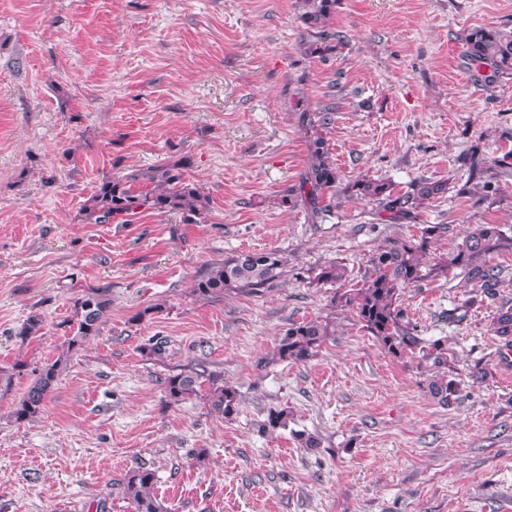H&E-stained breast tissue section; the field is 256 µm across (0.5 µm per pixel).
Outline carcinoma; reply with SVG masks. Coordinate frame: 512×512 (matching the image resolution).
<instances>
[{
  "label": "carcinoma",
  "instance_id": "carcinoma-1",
  "mask_svg": "<svg viewBox=\"0 0 512 512\" xmlns=\"http://www.w3.org/2000/svg\"><path fill=\"white\" fill-rule=\"evenodd\" d=\"M336 0H303L304 12L300 20L307 34H315L320 42L311 49L324 54L332 49L329 42L338 34L324 31L334 10ZM464 56L477 68L489 71L496 79L512 75V31L493 27L473 29L466 38ZM310 165L299 185L296 198L312 219L323 209L326 194H335L340 181L336 166L329 157L323 137L309 140ZM189 159L157 166L130 180L107 178L97 186L86 201L84 211L95 224H122L125 218L143 208L161 214H176L184 224H198L204 218L209 198L200 188L186 181L184 169ZM512 171V153L504 154L487 163L470 159L469 179L482 181V197L497 194L498 179ZM142 178L153 184L143 191L133 189L132 182ZM350 192L378 212L389 213V218L400 221L411 211L446 191V184L419 178L404 194L394 192L393 184L382 179H357L347 186ZM448 229L446 224H433L425 228L419 240L390 237L369 259L370 275L363 287L341 296L343 306L355 313L377 341L395 357H418L432 362L435 368L448 366L444 340H426L419 336L417 326L407 317L399 303L401 290L419 282L422 268L429 254L431 240ZM512 248V236L502 224H480L462 237L447 256L436 263V270L454 272L472 285L471 295L462 306L448 310L445 319L452 325L459 324L464 315L461 308L494 299L504 283L506 269L491 263V255ZM285 258L277 251L240 253L224 258L205 271L194 282L193 292L204 299H217L231 291L261 293L273 287L281 277ZM346 269L336 263L320 268L315 280L323 284L337 283L345 278ZM74 334L68 340L67 350L82 346L90 337L99 333L103 320L112 309L110 288H94L77 298L73 304ZM42 330V318L29 316L18 335L36 338ZM490 332L503 343L505 354L512 353V304L500 305L490 324ZM336 329L328 320L312 319L291 325L280 338L273 356L295 363L306 362L314 357L324 342L335 335ZM63 359L58 358L32 370L33 379L25 395L15 404L12 416L17 422L30 421L45 408V402L61 370ZM428 389L438 402L447 405L451 399H459L461 383L445 373H437L430 379ZM165 392L173 402L184 401L205 393L210 411L228 419L238 411L239 393L224 383L220 375L202 367L181 371L165 381ZM288 410L271 408L258 423L263 435H274L288 427ZM155 471L137 465L129 469L122 482L123 494L130 501L134 512H165L162 503L153 493Z\"/></svg>",
  "mask_w": 512,
  "mask_h": 512
}]
</instances>
